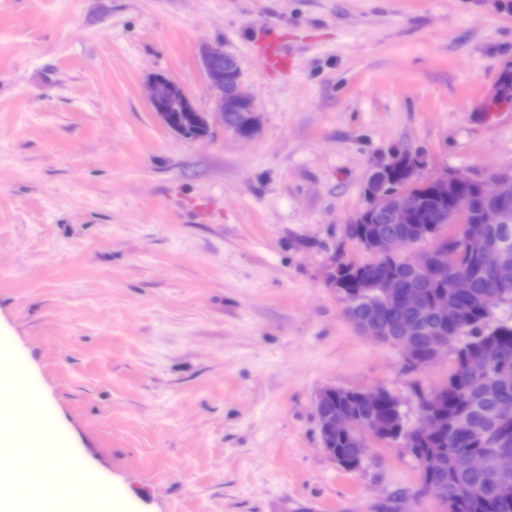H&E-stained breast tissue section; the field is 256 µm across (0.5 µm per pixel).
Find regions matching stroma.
Listing matches in <instances>:
<instances>
[{"mask_svg":"<svg viewBox=\"0 0 512 512\" xmlns=\"http://www.w3.org/2000/svg\"><path fill=\"white\" fill-rule=\"evenodd\" d=\"M297 53L266 73L251 38ZM236 57L262 118L239 140L179 138L151 112L163 73L202 110V45ZM512 0H0V462L63 440L86 512H440L415 459L369 442L358 470L321 451L327 387L404 399L407 371L360 334L325 273L391 150L430 170L512 168ZM206 197L210 223L185 204ZM37 391L48 425L31 436Z\"/></svg>","mask_w":512,"mask_h":512,"instance_id":"obj_1","label":"stroma"}]
</instances>
